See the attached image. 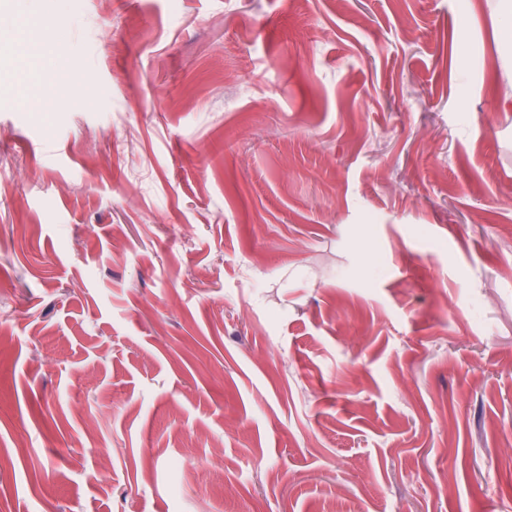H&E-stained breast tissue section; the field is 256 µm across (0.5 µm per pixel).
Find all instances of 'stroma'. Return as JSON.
Instances as JSON below:
<instances>
[{
	"mask_svg": "<svg viewBox=\"0 0 512 512\" xmlns=\"http://www.w3.org/2000/svg\"><path fill=\"white\" fill-rule=\"evenodd\" d=\"M79 2L0 0V512H512L499 0Z\"/></svg>",
	"mask_w": 512,
	"mask_h": 512,
	"instance_id": "1",
	"label": "stroma"
}]
</instances>
